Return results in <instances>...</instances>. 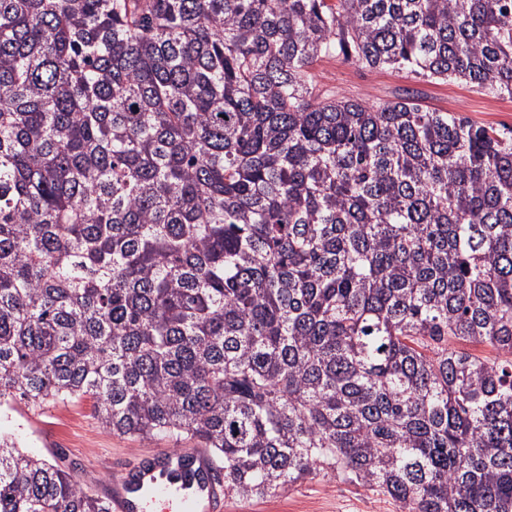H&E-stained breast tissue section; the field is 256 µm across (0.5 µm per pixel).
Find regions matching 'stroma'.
<instances>
[{
  "instance_id": "stroma-1",
  "label": "stroma",
  "mask_w": 512,
  "mask_h": 512,
  "mask_svg": "<svg viewBox=\"0 0 512 512\" xmlns=\"http://www.w3.org/2000/svg\"><path fill=\"white\" fill-rule=\"evenodd\" d=\"M314 73L321 87L371 103L394 101L414 90L428 109L453 112L496 128L512 126V99L477 91L459 81L427 82L341 56L317 60ZM0 434L12 438L23 451L66 467L74 476L94 469L102 483L111 482L115 467L134 456L175 446L163 437L141 440L113 435L100 425L88 400L36 411L20 402L2 407ZM227 512H398V506L338 479L318 477L264 498L230 501Z\"/></svg>"
}]
</instances>
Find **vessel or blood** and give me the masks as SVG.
<instances>
[{
    "instance_id": "vessel-or-blood-1",
    "label": "vessel or blood",
    "mask_w": 512,
    "mask_h": 512,
    "mask_svg": "<svg viewBox=\"0 0 512 512\" xmlns=\"http://www.w3.org/2000/svg\"><path fill=\"white\" fill-rule=\"evenodd\" d=\"M103 494L112 512H152L174 499L185 505L186 512H224L228 504L211 453L200 446L146 456L120 467Z\"/></svg>"
}]
</instances>
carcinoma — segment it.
Returning <instances> with one entry per match:
<instances>
[{"mask_svg": "<svg viewBox=\"0 0 512 512\" xmlns=\"http://www.w3.org/2000/svg\"><path fill=\"white\" fill-rule=\"evenodd\" d=\"M332 55L512 98V0H0V406L512 512V128ZM0 512L111 506L0 436ZM313 68L321 87L370 103L396 101L414 90L430 110L454 112L496 128L512 126V99L477 91L463 82H427L405 72L358 65L343 56L319 59Z\"/></svg>", "mask_w": 512, "mask_h": 512, "instance_id": "cac0c4a2", "label": "carcinoma"}]
</instances>
